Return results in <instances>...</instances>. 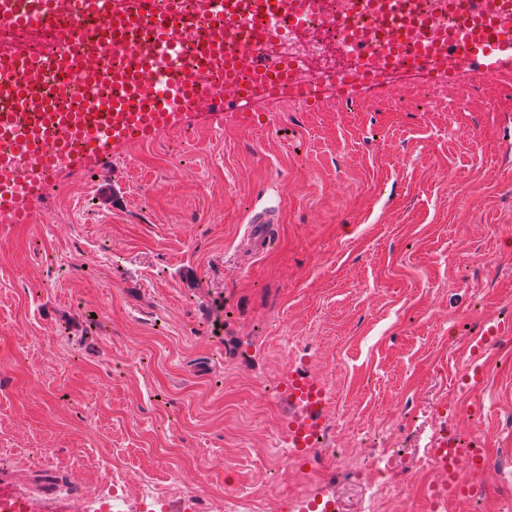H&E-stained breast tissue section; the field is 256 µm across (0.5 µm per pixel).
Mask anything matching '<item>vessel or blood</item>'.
Segmentation results:
<instances>
[{
	"label": "vessel or blood",
	"instance_id": "1",
	"mask_svg": "<svg viewBox=\"0 0 512 512\" xmlns=\"http://www.w3.org/2000/svg\"><path fill=\"white\" fill-rule=\"evenodd\" d=\"M491 0H469L470 12L478 28L470 32L473 50L466 61L455 55H438L434 42L438 35L427 18H419L422 42L408 68L424 76L437 72L456 79L470 71L501 81H512V37H505L507 17L512 16V0H499L498 14H490ZM208 24L178 11L170 12L168 24L158 25L152 35L149 56L124 53L120 64L109 72L90 67L66 52L72 28L62 25L60 17L81 19L97 12L104 20L101 48L124 44L140 18L151 11L153 0H31L23 13L14 12L12 0H0V27L9 30L44 29L51 31L49 48L26 58L0 55V97L10 99L13 110L0 113V137H15L9 152L0 153V224H18L27 217L29 205L37 201L46 187L66 171L98 165L112 148L136 146L154 141L164 131L178 130L184 119L201 104L212 103L207 119L211 128L224 126L223 95L207 96L201 84L204 74L226 70L224 42L240 29H248L259 39L271 37L280 17H287L293 29H300L307 17L306 0H271L262 13H251L240 0H200ZM340 49L356 63V71L337 78L340 89L351 91L364 84L375 61L368 56L363 36L342 27ZM245 66L252 71L255 86L275 83L285 87L293 83L296 69L264 54L247 51ZM77 67L84 81L96 86L125 84L137 92L136 106L127 98L102 96L77 107L66 106V85H59L42 98L26 93L14 72L25 68L29 75L45 70L65 71ZM255 86L237 85L233 97L241 109L238 118L250 123L252 115L243 102L255 96ZM244 237L252 252H265L272 239V227L266 215H255L247 224ZM512 335L511 322H493L477 332L468 347L472 358H479L500 338ZM436 470L448 484V499L456 502L477 496L478 491L464 478L465 467L488 466L490 455L479 448H466L454 436L439 437L432 448Z\"/></svg>",
	"mask_w": 512,
	"mask_h": 512
}]
</instances>
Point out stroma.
Masks as SVG:
<instances>
[{
	"mask_svg": "<svg viewBox=\"0 0 512 512\" xmlns=\"http://www.w3.org/2000/svg\"><path fill=\"white\" fill-rule=\"evenodd\" d=\"M388 82L409 97L361 88L344 108L317 78V108L255 101L258 121L228 111L220 131L192 115L63 174L26 223L0 225L10 485L89 497L117 470L179 512H224L225 497L307 478L363 512L360 472L304 451L284 476L266 456L314 418L348 455L392 450L403 497L386 512H429L415 458L448 432L498 457L467 472L486 494L463 512L512 506L499 454L512 339L482 359V411L458 380L471 336L512 321V87L477 75L433 95L402 70ZM262 212L275 232L256 256L243 231ZM300 373L323 390L318 416L288 405Z\"/></svg>",
	"mask_w": 512,
	"mask_h": 512,
	"instance_id": "35a3bbf8",
	"label": "stroma"
}]
</instances>
